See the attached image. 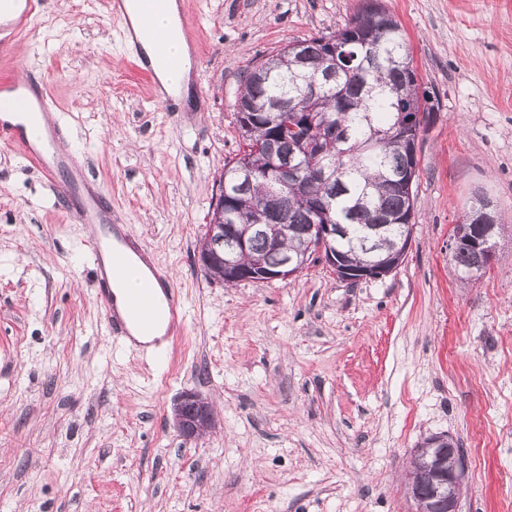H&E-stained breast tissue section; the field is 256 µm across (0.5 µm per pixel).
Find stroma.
<instances>
[{"mask_svg":"<svg viewBox=\"0 0 512 512\" xmlns=\"http://www.w3.org/2000/svg\"><path fill=\"white\" fill-rule=\"evenodd\" d=\"M201 65L180 111L152 97L107 0H45L0 59L58 102L128 230L183 300L158 356L112 338L87 231L18 154L0 151V512H411L410 454L459 443V512H512V0H382L429 91L415 223L391 274L208 282L196 250L239 148L248 67L343 27L364 0H178ZM504 226L466 281L450 257L478 197ZM186 391L215 427L187 440ZM176 431L185 439L203 437L213 424L211 404L196 392H184L173 407Z\"/></svg>","mask_w":512,"mask_h":512,"instance_id":"stroma-1","label":"stroma"}]
</instances>
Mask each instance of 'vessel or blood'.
Masks as SVG:
<instances>
[{
	"label": "vessel or blood",
	"mask_w": 512,
	"mask_h": 512,
	"mask_svg": "<svg viewBox=\"0 0 512 512\" xmlns=\"http://www.w3.org/2000/svg\"><path fill=\"white\" fill-rule=\"evenodd\" d=\"M40 0H0V54L28 29ZM113 15L124 22L122 41L135 68L152 80L155 98L173 111L177 96L165 90L152 64L161 58L166 69L186 68L185 57L167 53L169 32L155 30L152 18L166 11L168 0H112ZM56 104L43 81L0 79V149L25 155L68 204L78 223L89 228L86 242L90 263L99 283L107 330L112 337L138 347V335L157 328L174 335L184 323L181 297L169 276L153 272L140 279L137 262L149 252L112 212V202L89 173L80 157L65 150L67 127L49 121ZM139 279L136 290L124 285Z\"/></svg>",
	"instance_id": "vessel-or-blood-1"
}]
</instances>
